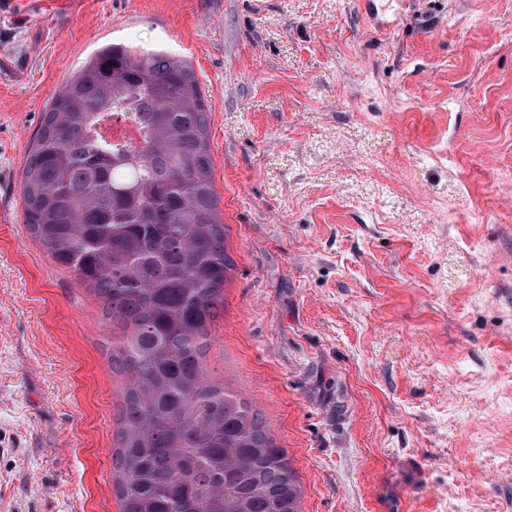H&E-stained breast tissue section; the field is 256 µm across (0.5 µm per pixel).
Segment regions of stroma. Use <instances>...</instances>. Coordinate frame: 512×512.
<instances>
[{
	"label": "stroma",
	"instance_id": "stroma-1",
	"mask_svg": "<svg viewBox=\"0 0 512 512\" xmlns=\"http://www.w3.org/2000/svg\"><path fill=\"white\" fill-rule=\"evenodd\" d=\"M58 0L0 15V512H120L102 302L31 236L43 115L100 46L188 61L235 268L204 369L300 512H512V0Z\"/></svg>",
	"mask_w": 512,
	"mask_h": 512
}]
</instances>
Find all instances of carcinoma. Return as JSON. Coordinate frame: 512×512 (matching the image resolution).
<instances>
[{
	"mask_svg": "<svg viewBox=\"0 0 512 512\" xmlns=\"http://www.w3.org/2000/svg\"><path fill=\"white\" fill-rule=\"evenodd\" d=\"M138 123L140 147L99 127ZM207 103L190 64L100 48L45 112L22 180L24 221L122 331L113 485L121 512H299L301 488L261 414L203 358L234 262L217 205Z\"/></svg>",
	"mask_w": 512,
	"mask_h": 512,
	"instance_id": "obj_1",
	"label": "carcinoma"
}]
</instances>
